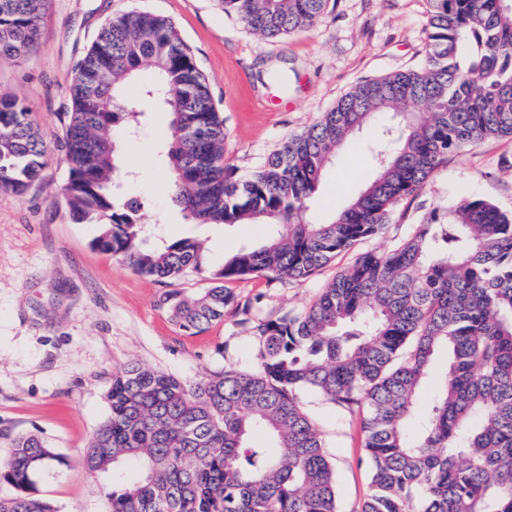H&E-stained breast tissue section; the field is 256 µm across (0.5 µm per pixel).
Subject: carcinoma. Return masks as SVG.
<instances>
[{"mask_svg":"<svg viewBox=\"0 0 512 512\" xmlns=\"http://www.w3.org/2000/svg\"><path fill=\"white\" fill-rule=\"evenodd\" d=\"M46 0H0V56L38 48ZM267 39L306 28L328 0H222ZM423 64L366 80L289 137L249 178L224 158V120L202 73L163 17L139 12L100 29L78 63L64 126L75 221L99 227L96 246L159 279L199 268L191 239L145 245L141 204L119 192L117 133L141 136L124 93L168 117L159 141L171 200L196 224H266L197 295L160 304L185 331L235 307L257 341L260 370H227L188 386L130 365L112 378L110 412L83 454L112 475L107 512H338L333 463L299 393L365 408L371 491L361 512H512V213L465 198L446 222L431 215L407 239L358 255L299 313L258 318L224 282L246 276L306 281L355 243L383 234L396 207L449 155L512 136V0H427ZM400 121L366 145L374 171L325 223L307 218L323 169L345 140L382 112ZM30 109L0 95V192L25 194L45 166ZM448 354L436 398L416 403L434 357ZM60 461L38 435L17 438L0 463V512H58L33 477Z\"/></svg>","mask_w":512,"mask_h":512,"instance_id":"cac0c4a2","label":"carcinoma"}]
</instances>
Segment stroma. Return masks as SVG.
I'll list each match as a JSON object with an SVG mask.
<instances>
[{
	"label": "stroma",
	"instance_id": "obj_1",
	"mask_svg": "<svg viewBox=\"0 0 512 512\" xmlns=\"http://www.w3.org/2000/svg\"><path fill=\"white\" fill-rule=\"evenodd\" d=\"M427 9V0H328L312 26L270 41L225 13L221 0H48L39 50L0 58V92L33 112L47 146L38 183L21 197L0 194V462L17 436L44 438L61 461L36 477L35 496L60 512H107L106 479L87 471L80 456L108 415L113 374L128 365L188 385L226 370L259 369L257 344L234 308L191 334L159 304L169 291L195 295L211 288V273L225 256L269 235L262 224H196L173 206L156 143L160 112H142L144 137L119 145L125 168L135 173L122 189L141 202L150 242L203 244L200 268L165 281L144 276L95 248L97 225L70 217L62 195L68 171L61 119L70 110L75 66L99 29L130 12L174 23L223 114L224 155L244 179L359 82L419 67L428 52ZM392 119L382 114L378 125L351 136L324 169L310 204L315 220L342 210L370 177L363 146ZM467 197L512 211V137H491L449 155L423 189L400 204L382 237L358 242L316 277L285 283L251 277L227 288L237 301L259 299L263 316L300 311L357 253L391 247L424 217L446 218ZM300 403L317 421L333 462L339 512H361L371 474L360 409H342L311 392L301 393Z\"/></svg>",
	"mask_w": 512,
	"mask_h": 512
}]
</instances>
